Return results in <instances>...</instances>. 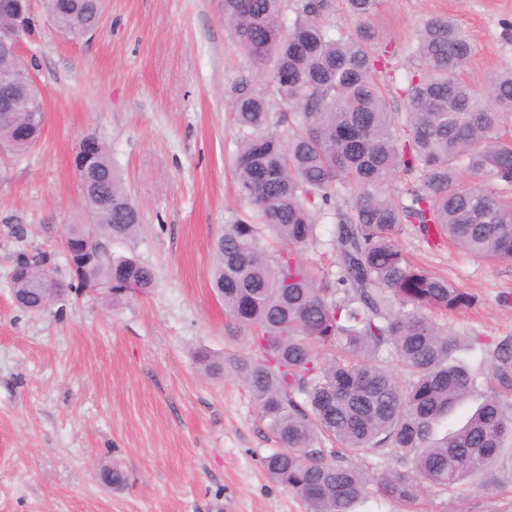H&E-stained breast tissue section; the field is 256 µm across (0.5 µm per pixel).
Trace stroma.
I'll return each instance as SVG.
<instances>
[{"label":"stroma","mask_w":512,"mask_h":512,"mask_svg":"<svg viewBox=\"0 0 512 512\" xmlns=\"http://www.w3.org/2000/svg\"><path fill=\"white\" fill-rule=\"evenodd\" d=\"M35 26L22 56L46 104L42 136L22 156L0 154V512H304L266 473L278 446L248 388L197 368L195 349L250 359V329L213 292V242L240 209L234 178L237 127L228 90L246 74L215 0H104L94 34L64 36L34 0ZM456 20L474 50L461 78L481 90L512 68V0H383L374 52L393 54L397 80L418 70L412 50L423 23ZM96 135L141 207V228L111 244L153 268L155 285L112 303L90 292L30 313L13 302L21 253L51 254L68 280L59 243L87 224L73 157ZM410 259L475 293L451 315L461 335L512 337V264L487 263L412 228L399 237ZM481 371L479 389L449 415L460 427L487 395L506 390L493 351L461 352ZM131 475L121 491L101 483L100 461ZM450 493L413 503L372 497L357 512H512V448L493 469Z\"/></svg>","instance_id":"stroma-1"}]
</instances>
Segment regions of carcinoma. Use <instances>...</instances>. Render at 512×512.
<instances>
[{
  "mask_svg": "<svg viewBox=\"0 0 512 512\" xmlns=\"http://www.w3.org/2000/svg\"><path fill=\"white\" fill-rule=\"evenodd\" d=\"M380 0H346L360 20L354 33L324 23L329 0H220L232 43L250 71L229 89L238 129L234 174L242 211L213 246L211 283L224 308L256 336L259 355L229 359L194 352L213 378L233 374L252 393L279 442L263 460L268 475L303 501L306 512H356L371 496L413 502L428 488L454 492L474 472L491 474L512 444V412L493 394L460 429L438 436L441 422L479 385L457 357L484 345L448 326V314L475 296L413 263L399 244L404 225L426 241L448 240L471 257L512 263V70L481 91L461 80L472 53L462 28L446 15L430 18L414 55L422 72L407 79L405 113L389 110L369 50L370 21ZM60 31L79 33L100 21L99 0H45ZM34 68L0 47V140L20 155L31 148L10 139L27 112H6ZM74 167L94 225L68 237L96 259L92 276L112 285V299L145 294L154 270L115 255L109 239L134 238L139 206L105 152ZM420 188L407 201L394 195L399 175ZM346 194L351 204L336 203ZM333 219L328 241L338 271L322 274L303 258L321 243L319 218ZM12 275L17 306L44 310L45 268L23 253ZM85 290L70 272L57 300ZM495 375L512 387V344L494 348ZM407 374L398 380L393 366ZM336 441L353 454L391 448L395 464L363 470L326 448ZM116 490L129 484L118 463L100 468Z\"/></svg>",
  "mask_w": 512,
  "mask_h": 512,
  "instance_id": "obj_1",
  "label": "carcinoma"
}]
</instances>
